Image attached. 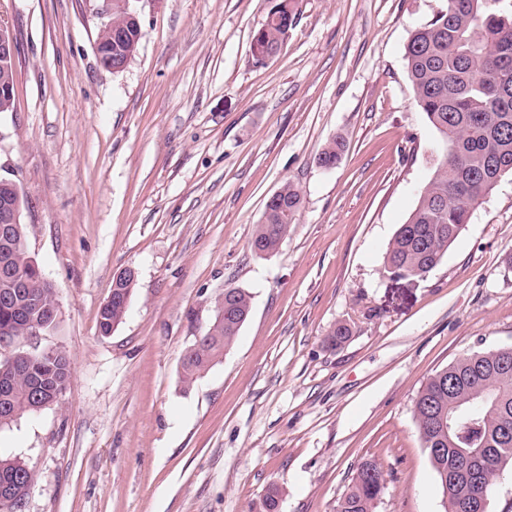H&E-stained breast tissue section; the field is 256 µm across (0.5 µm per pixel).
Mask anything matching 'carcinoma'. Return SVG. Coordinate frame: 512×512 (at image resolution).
<instances>
[{
    "label": "carcinoma",
    "mask_w": 512,
    "mask_h": 512,
    "mask_svg": "<svg viewBox=\"0 0 512 512\" xmlns=\"http://www.w3.org/2000/svg\"><path fill=\"white\" fill-rule=\"evenodd\" d=\"M132 9L113 0L112 20L132 32L124 50L138 51L141 37ZM295 0H272L254 35L252 53L259 61L275 55L295 23ZM408 76L418 105L447 151H436V169L420 191L408 220L395 231L384 269L396 277H426L443 259L480 203L506 175L512 174V0H448L447 9L416 27L405 46ZM343 141L332 140L319 163L330 168L342 156ZM301 206L299 190L284 183L265 205L251 239L258 255L279 250ZM26 237L24 224H0V264L10 257L26 285L13 301H3L13 279L0 269V348L19 345L28 322L51 326L55 303L52 284L27 262L25 251L8 245ZM131 290L118 284L111 302L100 309L98 328L106 336L125 317ZM251 312L250 295L224 289V319L187 348L182 382L189 386L234 342ZM11 367L0 360V428L38 411L39 398L50 397L70 366L57 348L31 356L17 351ZM414 418L426 448L445 512H488L485 489L512 464V348L466 356L435 372L414 403ZM490 452L482 485L465 475L471 454ZM19 459L0 454V489L23 501L34 482L32 471L20 472ZM386 479L374 462L362 463L336 512H375Z\"/></svg>",
    "instance_id": "1"
}]
</instances>
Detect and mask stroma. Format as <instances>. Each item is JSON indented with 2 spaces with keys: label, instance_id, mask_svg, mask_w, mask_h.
<instances>
[{
  "label": "stroma",
  "instance_id": "1",
  "mask_svg": "<svg viewBox=\"0 0 512 512\" xmlns=\"http://www.w3.org/2000/svg\"><path fill=\"white\" fill-rule=\"evenodd\" d=\"M269 0H148L117 73L86 0H0L18 41L0 179L55 288L59 400L0 428L35 475L22 512H335L376 462V512H444L414 419L436 371L512 347V177L426 277L383 256L432 177L438 138L404 58L447 0H299L279 52L252 39ZM334 168L319 156L334 138ZM302 205L279 250L250 242L284 182ZM135 275L111 335L98 313ZM251 295L234 344L191 387L187 347L225 289ZM352 329L332 348L336 323Z\"/></svg>",
  "mask_w": 512,
  "mask_h": 512
}]
</instances>
